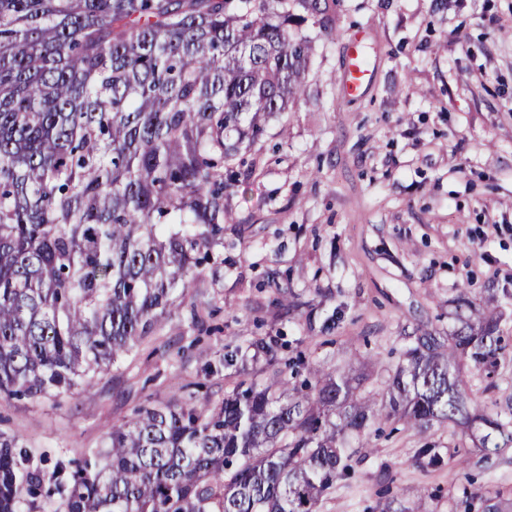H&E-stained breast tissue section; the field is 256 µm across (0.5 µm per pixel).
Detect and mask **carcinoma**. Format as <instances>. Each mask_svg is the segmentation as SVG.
<instances>
[{
  "mask_svg": "<svg viewBox=\"0 0 512 512\" xmlns=\"http://www.w3.org/2000/svg\"><path fill=\"white\" fill-rule=\"evenodd\" d=\"M341 0H0V398L73 394L219 277L229 190L266 119L301 99L313 44ZM280 333L224 345L274 375H237L218 400L176 394L112 426L52 472L0 432V512H320L355 477L349 440L400 422L483 427V458L512 443V412H478L458 363L488 382L498 320L411 337L382 392L298 355ZM464 472L424 446L415 463Z\"/></svg>",
  "mask_w": 512,
  "mask_h": 512,
  "instance_id": "obj_1",
  "label": "carcinoma"
}]
</instances>
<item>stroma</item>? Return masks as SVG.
<instances>
[{
	"instance_id": "35a3bbf8",
	"label": "stroma",
	"mask_w": 512,
	"mask_h": 512,
	"mask_svg": "<svg viewBox=\"0 0 512 512\" xmlns=\"http://www.w3.org/2000/svg\"><path fill=\"white\" fill-rule=\"evenodd\" d=\"M333 27L316 44L304 97L269 119L255 179L233 191L224 236L236 246L221 279L201 285L221 332L195 342L187 309H176L79 393L0 400V431L52 459L101 447L114 424L176 387L222 397L223 375L204 376L202 363L229 339L276 330L326 369L366 375L375 392L415 329L456 327L462 294L503 311L512 341V0H343ZM359 32L370 77L349 97L340 86ZM283 288L304 303L285 318ZM466 380L479 404L506 409L512 354L493 385ZM428 441L471 445L439 426L369 438L356 478L337 484L322 512H461L459 470L414 462Z\"/></svg>"
}]
</instances>
